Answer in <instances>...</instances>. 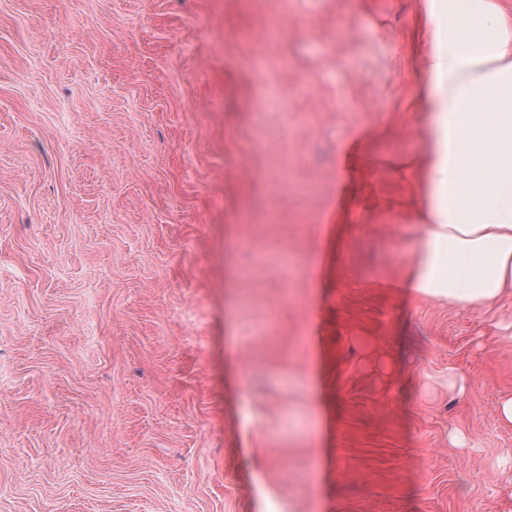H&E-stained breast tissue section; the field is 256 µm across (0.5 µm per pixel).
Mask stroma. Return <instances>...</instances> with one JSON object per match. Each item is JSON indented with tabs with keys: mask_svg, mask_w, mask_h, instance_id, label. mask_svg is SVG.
Returning a JSON list of instances; mask_svg holds the SVG:
<instances>
[{
	"mask_svg": "<svg viewBox=\"0 0 512 512\" xmlns=\"http://www.w3.org/2000/svg\"><path fill=\"white\" fill-rule=\"evenodd\" d=\"M417 27L0 0V512H512V300L392 286Z\"/></svg>",
	"mask_w": 512,
	"mask_h": 512,
	"instance_id": "35a3bbf8",
	"label": "stroma"
}]
</instances>
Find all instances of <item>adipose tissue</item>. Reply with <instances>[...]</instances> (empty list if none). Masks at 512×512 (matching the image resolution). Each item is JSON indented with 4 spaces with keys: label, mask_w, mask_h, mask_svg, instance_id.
I'll return each instance as SVG.
<instances>
[{
    "label": "adipose tissue",
    "mask_w": 512,
    "mask_h": 512,
    "mask_svg": "<svg viewBox=\"0 0 512 512\" xmlns=\"http://www.w3.org/2000/svg\"><path fill=\"white\" fill-rule=\"evenodd\" d=\"M420 2L416 234L401 286L488 309L512 294V9Z\"/></svg>",
    "instance_id": "adipose-tissue-1"
}]
</instances>
